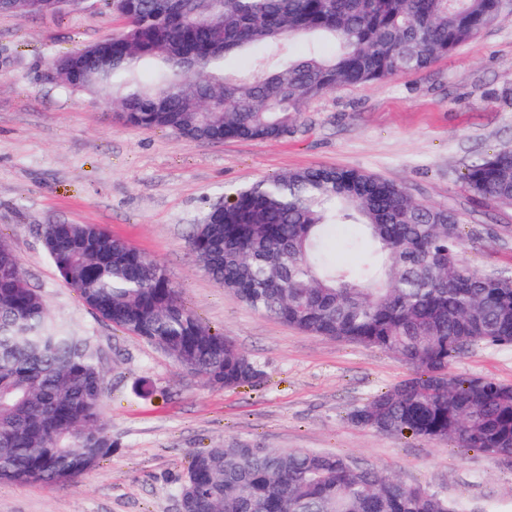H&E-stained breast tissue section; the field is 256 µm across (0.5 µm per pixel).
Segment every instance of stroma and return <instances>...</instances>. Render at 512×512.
Returning a JSON list of instances; mask_svg holds the SVG:
<instances>
[{
	"instance_id": "35a3bbf8",
	"label": "stroma",
	"mask_w": 512,
	"mask_h": 512,
	"mask_svg": "<svg viewBox=\"0 0 512 512\" xmlns=\"http://www.w3.org/2000/svg\"><path fill=\"white\" fill-rule=\"evenodd\" d=\"M120 30L102 0L57 16H0V238L48 316L92 337L114 444L76 485L0 481V512H178L192 455L236 441L338 453L387 468L466 512H512V457L349 422L374 393L411 377L410 365L255 312L188 247L193 226L232 189L308 167L353 168L453 210L465 259L511 272L512 207L473 198L461 176L481 155L512 147V12L428 68L312 99L301 123L272 142L126 127L115 105L47 79L53 58ZM45 224H99L157 260L187 305L259 362L262 377L209 387L156 346L95 316L48 261ZM452 372L512 384V348L472 347ZM144 381L153 392L137 395Z\"/></svg>"
}]
</instances>
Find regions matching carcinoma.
<instances>
[{"mask_svg": "<svg viewBox=\"0 0 512 512\" xmlns=\"http://www.w3.org/2000/svg\"><path fill=\"white\" fill-rule=\"evenodd\" d=\"M83 0H0L24 20ZM505 0H128L112 59L55 58L54 80L117 105L119 120L179 137L276 141L307 101L431 66L471 41ZM261 55L226 74L228 57ZM471 196L512 206V149L473 161ZM355 226L360 266L333 238ZM44 251L98 318L146 340L189 375L236 388L260 364L187 306L160 263L100 224H46ZM189 246L224 290L313 336L376 348L414 375L349 414L358 427L512 455V385L460 377L471 346L512 347V280L464 259L458 215L356 169L311 167L227 194ZM105 381L87 336L47 315L0 239V480L76 483L112 454ZM186 512H463L381 467L304 448L236 442L192 456Z\"/></svg>", "mask_w": 512, "mask_h": 512, "instance_id": "cac0c4a2", "label": "carcinoma"}]
</instances>
